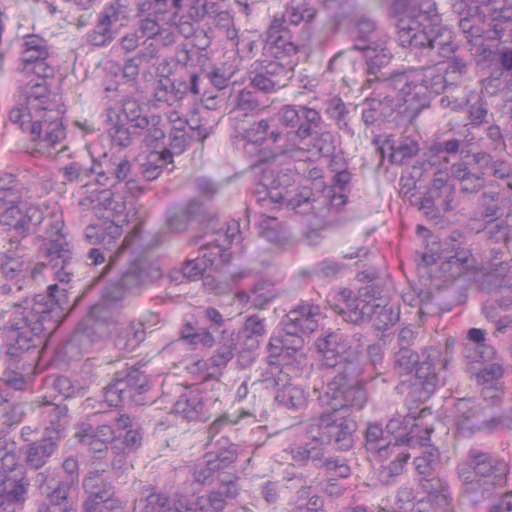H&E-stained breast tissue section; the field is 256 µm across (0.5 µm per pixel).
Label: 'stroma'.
<instances>
[{"mask_svg":"<svg viewBox=\"0 0 512 512\" xmlns=\"http://www.w3.org/2000/svg\"><path fill=\"white\" fill-rule=\"evenodd\" d=\"M1 1L6 6L9 38L0 42V113L6 112L13 99L16 50L32 33L43 34L59 55L74 67L68 78L72 87L69 106L74 118L68 151L76 157H84L86 146L95 139L99 124L95 88L102 66L99 54L77 47L83 16L73 14L66 18L50 12L44 8L43 0ZM358 163L362 175L356 189L357 199L338 216L334 227L324 231L317 247L299 243L285 248L262 242L252 245L251 251L257 258L256 269L278 279L282 285L278 307L285 308L310 297L313 271L341 253L356 248L370 249L396 268L405 259L409 249L407 226L410 217L392 205L387 179L373 165L367 150H359ZM247 171L243 161L226 152L224 132H217L198 145L192 157L166 179L157 193L152 194L142 215V234L150 235L159 225L167 223L174 208L190 195L192 181L200 174L214 182L217 205L228 211L236 209L241 203ZM122 268V263H115L97 278L79 284L70 309L52 332L53 347H60L63 337L74 333L88 308ZM168 311L170 327L163 336L152 337L150 346L140 352L143 362L165 371L175 368L169 345L174 339L173 326L179 322L182 308L173 301ZM249 387V399L241 401L237 398V386L225 383L217 394L213 418L207 424L172 419L160 430L154 424H147L148 442L139 468L142 478L165 473L179 457L201 448L209 432L217 430L244 440L251 475L263 481L280 479L284 449L289 435L296 430L299 417L273 408L259 376L251 377Z\"/></svg>","mask_w":512,"mask_h":512,"instance_id":"obj_1","label":"stroma"}]
</instances>
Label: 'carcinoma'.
Instances as JSON below:
<instances>
[{"label":"carcinoma","instance_id":"carcinoma-1","mask_svg":"<svg viewBox=\"0 0 512 512\" xmlns=\"http://www.w3.org/2000/svg\"><path fill=\"white\" fill-rule=\"evenodd\" d=\"M255 2L64 0L86 16L78 46L103 56L83 161L62 148L65 62L37 33L17 50L5 125L51 174L0 167V512H252L249 462L227 434L120 488L151 411L206 424L233 371L240 396L255 372L300 415L283 512H512V0H277L250 25ZM328 34L327 72L345 61L363 77L352 99L304 67ZM425 112L447 123L430 131ZM221 124L251 169L241 208L216 206L198 176L48 350L76 270L92 277L132 244L146 198ZM360 132L412 218L401 274L368 249L343 253L315 270L318 297L265 315L280 282L249 264L251 245L319 244L353 204ZM173 290L184 311L170 386L135 356L151 329L128 309ZM110 358L123 366L105 375ZM378 395L387 406L365 415Z\"/></svg>","mask_w":512,"mask_h":512}]
</instances>
